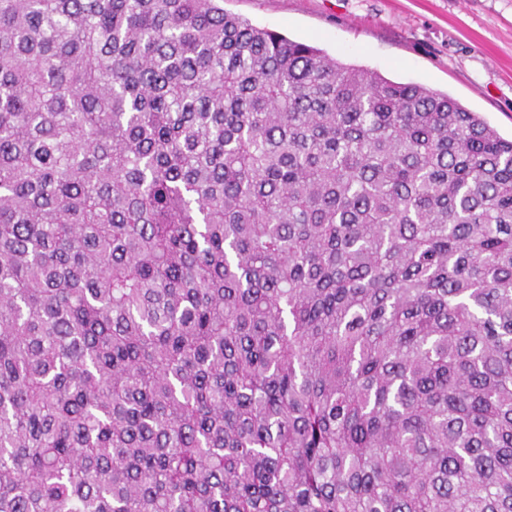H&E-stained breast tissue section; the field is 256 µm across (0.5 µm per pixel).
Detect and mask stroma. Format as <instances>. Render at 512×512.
<instances>
[{"label": "stroma", "instance_id": "35a3bbf8", "mask_svg": "<svg viewBox=\"0 0 512 512\" xmlns=\"http://www.w3.org/2000/svg\"><path fill=\"white\" fill-rule=\"evenodd\" d=\"M340 62L457 99L512 137V0H224Z\"/></svg>", "mask_w": 512, "mask_h": 512}]
</instances>
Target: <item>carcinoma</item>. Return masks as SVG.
Listing matches in <instances>:
<instances>
[{
	"label": "carcinoma",
	"mask_w": 512,
	"mask_h": 512,
	"mask_svg": "<svg viewBox=\"0 0 512 512\" xmlns=\"http://www.w3.org/2000/svg\"><path fill=\"white\" fill-rule=\"evenodd\" d=\"M0 512H512V140L224 0H0Z\"/></svg>",
	"instance_id": "cac0c4a2"
}]
</instances>
